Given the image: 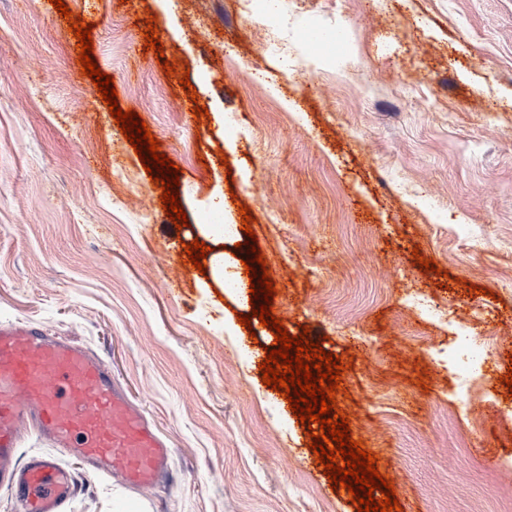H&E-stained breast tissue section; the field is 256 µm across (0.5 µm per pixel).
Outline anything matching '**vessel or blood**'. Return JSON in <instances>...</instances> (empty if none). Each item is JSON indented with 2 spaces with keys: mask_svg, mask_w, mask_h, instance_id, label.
<instances>
[{
  "mask_svg": "<svg viewBox=\"0 0 512 512\" xmlns=\"http://www.w3.org/2000/svg\"><path fill=\"white\" fill-rule=\"evenodd\" d=\"M32 428L51 450L20 458ZM146 490L171 476V450L100 357L34 322L0 321V485L23 512H67L66 457Z\"/></svg>",
  "mask_w": 512,
  "mask_h": 512,
  "instance_id": "1",
  "label": "vessel or blood"
}]
</instances>
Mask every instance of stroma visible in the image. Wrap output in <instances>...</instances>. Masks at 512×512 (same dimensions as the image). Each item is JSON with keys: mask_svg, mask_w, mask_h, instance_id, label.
Wrapping results in <instances>:
<instances>
[{"mask_svg": "<svg viewBox=\"0 0 512 512\" xmlns=\"http://www.w3.org/2000/svg\"><path fill=\"white\" fill-rule=\"evenodd\" d=\"M63 2L180 167L188 219L167 217L50 0H0V320L101 356L172 450V478L145 492L65 458L67 512H357L262 382L275 333L224 281L256 248L284 329L352 358L337 405L401 512H512L494 473L512 463V0H278L275 29L246 0ZM152 16L197 98L145 50ZM310 16L349 38L312 48ZM194 103L209 116L188 129ZM451 317L500 337L465 398L432 355Z\"/></svg>", "mask_w": 512, "mask_h": 512, "instance_id": "35a3bbf8", "label": "stroma"}]
</instances>
